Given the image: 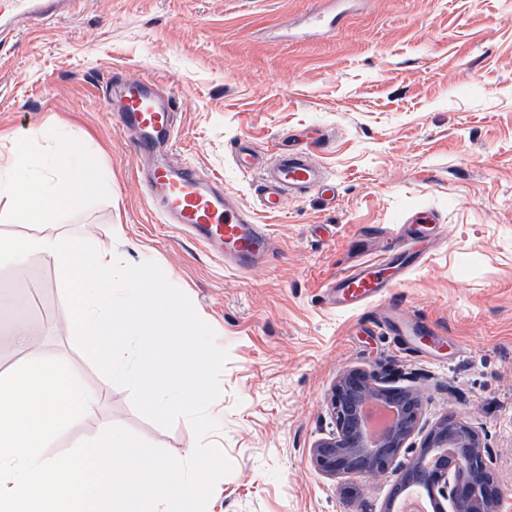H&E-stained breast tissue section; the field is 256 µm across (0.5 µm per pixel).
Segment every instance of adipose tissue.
Listing matches in <instances>:
<instances>
[{
  "mask_svg": "<svg viewBox=\"0 0 512 512\" xmlns=\"http://www.w3.org/2000/svg\"><path fill=\"white\" fill-rule=\"evenodd\" d=\"M79 152L78 146L64 144L61 156L38 170L30 162L26 147L13 148L0 166V195L13 200L17 223H43L54 210L94 191L100 173L95 168L74 167L71 159Z\"/></svg>",
  "mask_w": 512,
  "mask_h": 512,
  "instance_id": "1",
  "label": "adipose tissue"
}]
</instances>
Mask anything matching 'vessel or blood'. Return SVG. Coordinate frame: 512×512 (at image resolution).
Here are the masks:
<instances>
[{"label":"vessel or blood","instance_id":"obj_1","mask_svg":"<svg viewBox=\"0 0 512 512\" xmlns=\"http://www.w3.org/2000/svg\"><path fill=\"white\" fill-rule=\"evenodd\" d=\"M83 2L0 0V29L33 28ZM118 98L124 123L137 132L136 151L153 152L159 143L173 138L174 98L163 94L155 79L128 80ZM233 160L241 171L258 173V202L265 211H281L288 198L312 192L328 203L336 198L335 182L309 152L288 151L266 162L258 153L241 147ZM145 182L162 221L192 234L214 257L223 260L225 268L255 269L273 259L269 228L256 223L251 211L225 192L219 177H206L195 167H176L160 159L147 171ZM437 222L432 212L420 211L404 223L388 226L385 234L391 246L364 254L358 264L337 273L326 285L328 303L339 310H352L385 296L389 302L376 323L379 331L394 336L402 347L411 336H436V329L406 316L402 303L392 299L391 293L405 284L409 269L421 263L425 255L422 243L429 227Z\"/></svg>","mask_w":512,"mask_h":512}]
</instances>
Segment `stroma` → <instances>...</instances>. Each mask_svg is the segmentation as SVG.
Returning a JSON list of instances; mask_svg holds the SVG:
<instances>
[{
    "mask_svg": "<svg viewBox=\"0 0 512 512\" xmlns=\"http://www.w3.org/2000/svg\"><path fill=\"white\" fill-rule=\"evenodd\" d=\"M315 0H85L76 14L21 31L0 49V164L14 142L35 166L66 142L108 178L54 218L124 262L153 261L193 303L228 353L219 424L206 440L232 464L210 512H385L399 478L331 480L310 461L336 429L328 393L352 369L395 372L422 394L420 446L460 419L490 449L512 500V0H326L341 21L310 28ZM149 76L176 104L173 164L189 161L269 225L275 260L225 268L162 224L133 132L113 107L116 80ZM272 158L310 148L335 179L333 204L308 194L262 211L257 176L232 159L236 142ZM439 213L446 242L397 295L443 331L397 348L375 331L384 302L332 307L326 283L355 261L375 228L410 213ZM63 282L39 258L0 266V371L25 354L57 357L102 390L114 425L184 457L186 419L164 428L139 414L129 390L108 384L66 325ZM22 321L20 350L9 331Z\"/></svg>",
    "mask_w": 512,
    "mask_h": 512,
    "instance_id": "35a3bbf8",
    "label": "stroma"
}]
</instances>
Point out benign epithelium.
I'll return each instance as SVG.
<instances>
[{
	"label": "benign epithelium",
	"instance_id": "1",
	"mask_svg": "<svg viewBox=\"0 0 512 512\" xmlns=\"http://www.w3.org/2000/svg\"><path fill=\"white\" fill-rule=\"evenodd\" d=\"M329 401L336 432L313 445L310 461L334 479L358 475L370 480L385 472L406 449L421 409L417 391L395 388L375 370L343 374ZM448 446L455 448L453 462L440 455L431 468H423L429 454ZM411 484L425 488L437 512H504V494L489 449L461 420L444 421L430 431L414 461L400 474L394 493Z\"/></svg>",
	"mask_w": 512,
	"mask_h": 512
}]
</instances>
